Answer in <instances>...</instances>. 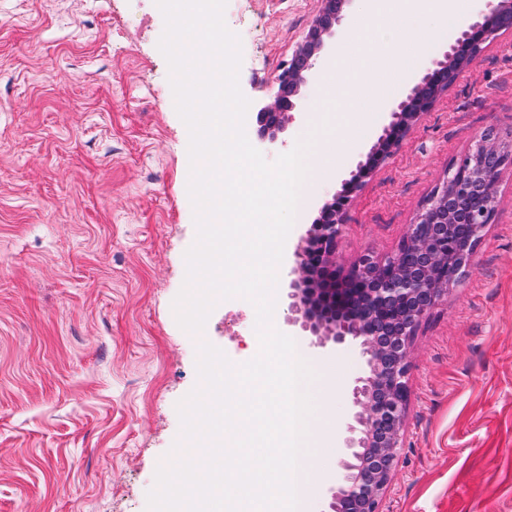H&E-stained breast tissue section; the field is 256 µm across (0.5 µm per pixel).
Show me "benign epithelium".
<instances>
[{"label": "benign epithelium", "instance_id": "benign-epithelium-1", "mask_svg": "<svg viewBox=\"0 0 512 512\" xmlns=\"http://www.w3.org/2000/svg\"><path fill=\"white\" fill-rule=\"evenodd\" d=\"M480 20L463 26L452 36L444 58L433 63L405 99L389 107V122L383 126L369 160L358 163L336 193L320 208V217L294 252L288 293L289 323L317 337L315 344L338 348L356 347L365 358V367L351 387L355 424L348 427L349 459L342 462V483L329 490L330 512H343L349 503L355 512H381L382 501L398 460L408 403L409 355L416 332L448 290L460 280V270L450 256L458 252L448 237L423 234L425 224L443 227L454 222L466 200L477 207L464 223L471 225L470 240L477 244L484 236L496 210V183L506 164L507 143L495 132H484L468 154L448 167L442 181L419 209L416 219L390 255L361 256L349 268L336 264V242L343 226L345 207L375 161L387 157L393 146L431 111L437 97L456 81L459 72L473 65L481 45L502 32H512V7L500 0H484ZM350 0H324V8L314 25L285 62L275 78L269 99L257 106L256 119L245 120V130L260 143H276L299 110L301 88L318 63L324 60L329 41L345 24ZM421 253L429 262L422 275L403 268L406 253ZM345 288L360 290L362 307L346 318L338 316L336 296ZM401 305L413 310L402 333L394 338L395 351L382 343L377 319ZM388 422L390 429L381 439L376 423Z\"/></svg>", "mask_w": 512, "mask_h": 512}]
</instances>
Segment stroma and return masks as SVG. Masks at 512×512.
<instances>
[{
  "mask_svg": "<svg viewBox=\"0 0 512 512\" xmlns=\"http://www.w3.org/2000/svg\"><path fill=\"white\" fill-rule=\"evenodd\" d=\"M322 0H227L251 104L319 15ZM155 0H0V512H147L198 383L197 345L236 365L259 352L247 300L220 301L202 335L173 302L197 240L189 133L172 103ZM322 76L266 160L289 152L324 99ZM387 112L358 133L331 124L342 159L318 179L278 270V331L302 346L327 393L330 445L306 512L338 479L358 350L317 348L289 324L293 251L341 180L366 160ZM512 132V32L380 162L348 205L336 262L394 252L423 201L487 128ZM383 512H512V164L462 280L414 339L398 464Z\"/></svg>",
  "mask_w": 512,
  "mask_h": 512,
  "instance_id": "35a3bbf8",
  "label": "stroma"
}]
</instances>
